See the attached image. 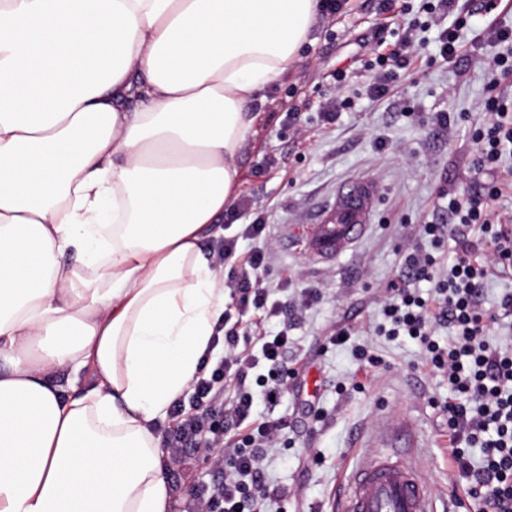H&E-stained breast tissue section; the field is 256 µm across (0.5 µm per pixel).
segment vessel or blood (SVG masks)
Instances as JSON below:
<instances>
[{
  "label": "vessel or blood",
  "mask_w": 512,
  "mask_h": 512,
  "mask_svg": "<svg viewBox=\"0 0 512 512\" xmlns=\"http://www.w3.org/2000/svg\"><path fill=\"white\" fill-rule=\"evenodd\" d=\"M379 196L380 186L373 178L343 183L335 203L320 222L307 226L299 239L300 248L313 256H340L373 223ZM332 512H434V507L416 466L369 451L346 475Z\"/></svg>",
  "instance_id": "1"
}]
</instances>
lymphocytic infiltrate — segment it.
Instances as JSON below:
<instances>
[{
  "label": "lymphocytic infiltrate",
  "instance_id": "lymphocytic-infiltrate-1",
  "mask_svg": "<svg viewBox=\"0 0 512 512\" xmlns=\"http://www.w3.org/2000/svg\"><path fill=\"white\" fill-rule=\"evenodd\" d=\"M420 10L441 27L439 56L457 58L459 33L468 20L452 17L450 0H421ZM416 57L409 27L387 51L372 49L363 64L371 74L364 95L388 96L399 71L409 69ZM480 107L485 120L471 129L470 138L476 148L471 172L483 178L482 191L449 198L453 225H420L419 237L429 239L433 249L416 244L404 251L400 274L382 291L386 323L377 333L414 340L423 351V367L447 377L454 396L442 410L455 478L477 502L478 512H512V352L492 350L484 341L494 324L512 316V295L493 310L481 304L492 278L512 275V235L503 231L512 213L498 208L502 197L512 196V171L498 167L502 154L512 152V99L490 89ZM242 216L250 222L240 236L215 239L209 248L213 264L226 270L224 288L236 298L239 318L225 317L215 325L189 399L172 404V424L164 433L172 464L189 473L203 460L212 472L210 482L195 485L184 512H287L288 494L266 482L263 464L287 447L289 425L283 418L256 417L254 407L260 399H281L298 371L287 363L289 331L276 325L286 306L262 276L271 261L270 226L247 197L227 220ZM470 228L482 232L485 253L470 251ZM450 236L459 252L445 273L433 250ZM242 238L251 240L249 250H239ZM422 281L433 283L432 297L418 293ZM441 324L454 329L442 345L432 337ZM475 446L482 451L477 466L466 454Z\"/></svg>",
  "mask_w": 512,
  "mask_h": 512
}]
</instances>
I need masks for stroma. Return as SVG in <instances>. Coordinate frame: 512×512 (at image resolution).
Segmentation results:
<instances>
[{"label": "stroma", "mask_w": 512, "mask_h": 512, "mask_svg": "<svg viewBox=\"0 0 512 512\" xmlns=\"http://www.w3.org/2000/svg\"><path fill=\"white\" fill-rule=\"evenodd\" d=\"M345 15L318 20L301 60L267 91L270 105L259 114L250 145L241 153L240 195L253 198L267 211L275 259L266 277L284 281L289 291L320 290L321 298L304 314L289 316L293 346L289 359L300 375L276 407L258 404L257 413L288 418L293 443L268 463L264 476L272 486L297 493L300 512H331L332 499L344 472L361 453L364 436L379 430L383 417L397 416L412 424L418 439L422 472L436 504H456L458 512H474L464 486L455 483L448 451V428L432 400L448 398V380L421 365V350L407 339L375 336L381 319V291L399 272L404 245L420 224L448 219L451 194H479L480 181L470 179L473 144L469 126L481 123L479 107L490 74L485 61L495 47L487 42V18L480 0H455L453 12L468 16L463 53L452 62L434 60L435 32L414 66L401 72L390 95L375 101L361 98L331 127L321 126L318 105L330 94L332 72L348 73V87L365 86L370 75L358 58L376 44L381 24L397 28L401 15H378L376 0H351ZM414 107L410 120L402 105ZM295 109L308 127L305 140L293 138L284 124ZM467 112L454 131L434 122L437 113ZM370 176L381 197L374 224L348 253L329 260L305 254L287 243L291 226L317 223L347 180ZM352 324V342L324 348V332L334 323ZM368 344L378 366L361 365L353 355ZM345 392H337V385ZM315 399L328 413L310 423L302 404Z\"/></svg>", "instance_id": "1"}]
</instances>
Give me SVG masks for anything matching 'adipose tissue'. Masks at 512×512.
Returning <instances> with one entry per match:
<instances>
[{
  "mask_svg": "<svg viewBox=\"0 0 512 512\" xmlns=\"http://www.w3.org/2000/svg\"><path fill=\"white\" fill-rule=\"evenodd\" d=\"M318 16L0 0V512H171L159 428L224 314L204 242Z\"/></svg>",
  "mask_w": 512,
  "mask_h": 512,
  "instance_id": "adipose-tissue-1",
  "label": "adipose tissue"
}]
</instances>
